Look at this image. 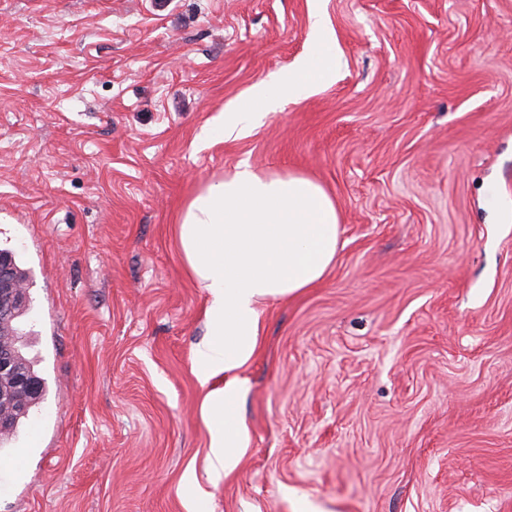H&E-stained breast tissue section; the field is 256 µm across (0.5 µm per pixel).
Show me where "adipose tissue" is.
Segmentation results:
<instances>
[{"instance_id": "ef3b65f1", "label": "adipose tissue", "mask_w": 512, "mask_h": 512, "mask_svg": "<svg viewBox=\"0 0 512 512\" xmlns=\"http://www.w3.org/2000/svg\"><path fill=\"white\" fill-rule=\"evenodd\" d=\"M336 42L321 9L311 14L309 46L296 67L253 84L225 108L209 137L249 135L285 103L336 78ZM340 217L321 184L303 174L274 175L238 164L187 204L176 243L188 273L204 288L211 340L195 357L207 390L202 414L210 423L213 472L233 473L251 444L239 413L248 387L266 304L320 282L336 260Z\"/></svg>"}]
</instances>
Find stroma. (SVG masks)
<instances>
[{
    "label": "stroma",
    "instance_id": "35a3bbf8",
    "mask_svg": "<svg viewBox=\"0 0 512 512\" xmlns=\"http://www.w3.org/2000/svg\"><path fill=\"white\" fill-rule=\"evenodd\" d=\"M316 6L335 81L207 140ZM243 162L318 181L340 237L265 308L223 478L174 226ZM0 248L47 382L0 512H185L190 468L203 512H512V0H0Z\"/></svg>",
    "mask_w": 512,
    "mask_h": 512
}]
</instances>
